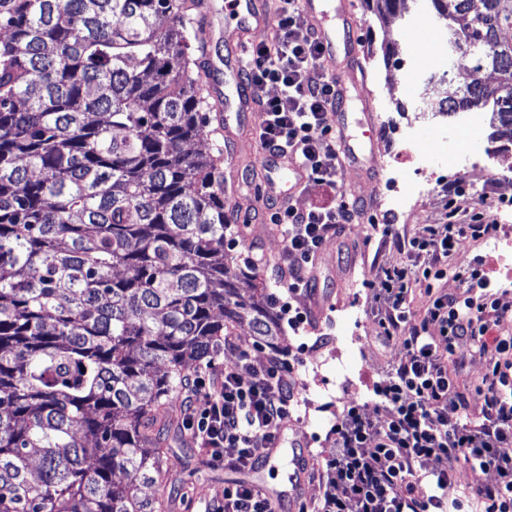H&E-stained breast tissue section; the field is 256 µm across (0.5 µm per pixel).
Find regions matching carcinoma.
<instances>
[{
  "label": "carcinoma",
  "instance_id": "cac0c4a2",
  "mask_svg": "<svg viewBox=\"0 0 512 512\" xmlns=\"http://www.w3.org/2000/svg\"><path fill=\"white\" fill-rule=\"evenodd\" d=\"M410 0H375L397 17ZM462 70L440 108L512 133V0H427ZM186 0H0V512H164L141 495L189 361L280 321L224 261V174Z\"/></svg>",
  "mask_w": 512,
  "mask_h": 512
}]
</instances>
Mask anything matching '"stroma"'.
Listing matches in <instances>:
<instances>
[{
    "label": "stroma",
    "mask_w": 512,
    "mask_h": 512,
    "mask_svg": "<svg viewBox=\"0 0 512 512\" xmlns=\"http://www.w3.org/2000/svg\"><path fill=\"white\" fill-rule=\"evenodd\" d=\"M358 21L357 42L360 54L371 57V67L365 76V94L370 106H363L356 97H349L350 134L361 144H368L369 113H388L390 121L380 132L378 155L397 152L405 129H413L416 139L433 145L444 130L447 120L435 115L438 100L431 85L418 74L402 75L400 69L386 64L385 47H393L396 58L408 61L419 55L448 53L443 41H414L400 21L379 19L367 6L366 0H356ZM262 120L259 109L233 112L228 126H219L209 119L199 150L223 157L224 208L230 215L232 231L237 235V247L225 248L224 256L234 267H242L244 253L269 257L270 269L261 275L269 290H276L279 281L274 268L283 261L282 241L278 228L270 221L271 212L264 208L262 197L271 191L287 192L286 183L270 189L263 169L260 147L254 130ZM461 140L480 158L479 165L458 171L453 164L444 170L428 192L415 206L388 211L382 198L388 195L390 179L386 171H368L366 165L348 164L343 168L339 184L354 200L360 214L342 236L328 240L322 251L317 272V284L329 298V310L314 333L298 336L283 329L280 350L294 349L299 361L318 359L327 367H335L343 357L352 366V373L343 385V397L325 391L318 378L306 377L301 393L307 403L304 411L288 429L277 460L246 471H230L213 464L199 448L184 426L182 406H175L174 422L162 429L160 437L169 446L177 462L158 486L157 491L172 503L171 512H207L212 499L222 494L225 486L246 483L263 488L276 487L284 512H315L323 494L322 466L331 451L329 430L342 413L345 403L371 401L373 388L389 363L399 361L402 349L398 342L379 340L380 329L371 307V295L377 287L381 270L407 264L408 240L425 236L430 225L446 221L448 185L464 183L467 192L458 205L483 211L488 219L508 223L512 216L502 212L501 197L512 198V182L501 189L475 193L474 187L485 177L497 172L495 160L502 157L512 140L492 124H484L479 135L461 133ZM493 238L464 237L456 253L449 257V275L436 286L448 293L458 292L460 283L453 269L467 266L473 259L493 261ZM309 459L308 471L300 482H291L295 456Z\"/></svg>",
    "instance_id": "35a3bbf8"
}]
</instances>
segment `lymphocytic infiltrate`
<instances>
[{"mask_svg":"<svg viewBox=\"0 0 512 512\" xmlns=\"http://www.w3.org/2000/svg\"><path fill=\"white\" fill-rule=\"evenodd\" d=\"M274 28V40L253 47L250 60L248 82L262 112L256 138L262 149L302 167L307 184L335 188L346 163L332 120L340 100L337 79L321 65L324 47L300 0H280ZM270 85L278 89L271 97L265 93ZM353 220V206L341 194L328 205L301 210L285 203L273 213L284 252L296 260L279 272L289 299L278 315L292 328L308 321L293 298L310 290L324 244ZM498 230L480 212L464 223L432 225L426 236L409 241V264L385 270L374 295L379 326L403 355L376 383L373 407L351 402L337 417L317 512H512V457L500 452L512 442V336L497 332L512 317V305L492 292L477 265L458 272V293L431 295L421 318L409 311L414 283L440 275L460 238ZM224 349L233 358L224 364L223 380L207 371L194 378L185 426L214 464L245 471L277 446L299 392L284 355L258 362L252 349L231 338ZM470 353L487 364L478 418L457 386ZM373 410L384 412V421L372 420ZM491 468L497 480L482 481ZM463 470L473 480L461 497L455 488ZM421 482L428 487L423 497L416 493Z\"/></svg>","mask_w":512,"mask_h":512,"instance_id":"f902f5d3","label":"lymphocytic infiltrate"}]
</instances>
